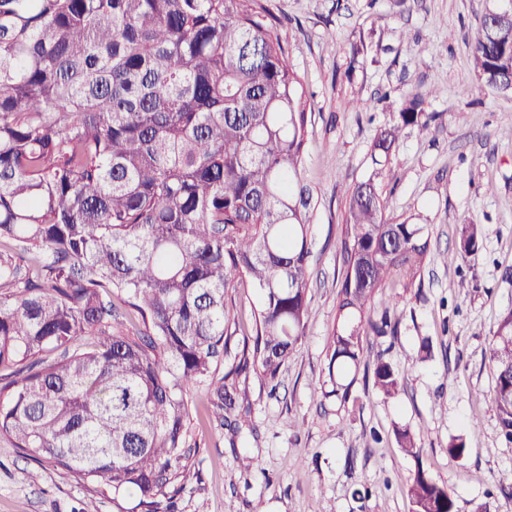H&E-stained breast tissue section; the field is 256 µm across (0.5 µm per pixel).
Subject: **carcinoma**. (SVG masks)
<instances>
[{
    "label": "carcinoma",
    "mask_w": 512,
    "mask_h": 512,
    "mask_svg": "<svg viewBox=\"0 0 512 512\" xmlns=\"http://www.w3.org/2000/svg\"><path fill=\"white\" fill-rule=\"evenodd\" d=\"M480 84L512 95V0L483 14L471 46ZM415 95L373 144L387 161L402 130L429 128ZM300 80L260 0H0V435L97 491L174 512L190 476L189 394L206 392L237 435L249 368L273 381L302 345L317 208L300 166L308 122ZM379 170L349 189L337 325L324 396L383 336L368 304L430 256L427 225L385 215ZM480 249L460 229L448 264ZM257 294L252 337L232 353L227 293ZM141 318L112 325L113 295ZM97 336L84 348L85 336ZM61 351L54 362L43 356ZM238 363L216 378L229 355ZM489 400L512 442V310L492 336ZM386 397L399 375L379 360ZM419 456L417 436L395 432ZM413 512H456L448 486L417 469Z\"/></svg>",
    "instance_id": "1"
}]
</instances>
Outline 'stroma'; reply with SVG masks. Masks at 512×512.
<instances>
[{"mask_svg":"<svg viewBox=\"0 0 512 512\" xmlns=\"http://www.w3.org/2000/svg\"><path fill=\"white\" fill-rule=\"evenodd\" d=\"M301 77L312 114L301 166L317 203L305 341L277 390L255 373L239 378L253 431L230 437L192 395L187 427L196 453L175 512H411L407 486L424 467L453 491L456 512L499 498L512 470V442L489 401L492 332L512 310V97L483 89L469 60L481 14L494 0H263ZM425 97L428 133L405 129L379 178L387 217L429 227L434 261L412 287L391 282L372 301L395 334L370 336L347 375V401L314 388L327 372L336 323L347 190L372 172L379 130L397 122L404 102ZM358 100L370 111L355 108ZM478 225L479 252L459 265V227ZM466 288H459V280ZM402 301L389 305L388 293ZM403 378L386 398L366 379L376 361ZM421 438L413 459L394 431ZM463 439L454 458L449 444ZM252 458L250 468L240 457ZM131 512L132 496H91L65 471L21 457L0 437V512Z\"/></svg>","mask_w":512,"mask_h":512,"instance_id":"obj_1","label":"stroma"}]
</instances>
